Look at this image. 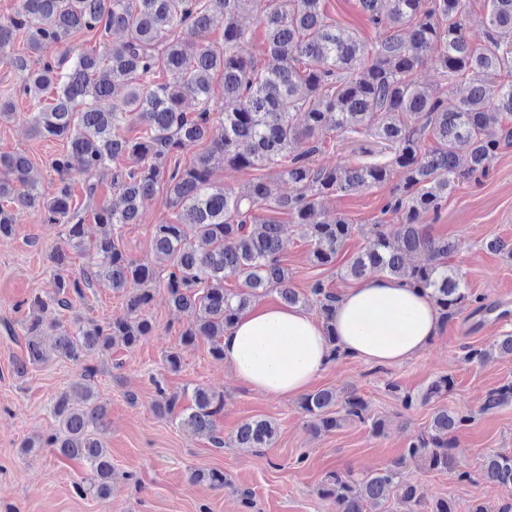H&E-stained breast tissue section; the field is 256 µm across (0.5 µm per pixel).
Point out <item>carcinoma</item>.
Returning <instances> with one entry per match:
<instances>
[{
    "instance_id": "obj_1",
    "label": "carcinoma",
    "mask_w": 512,
    "mask_h": 512,
    "mask_svg": "<svg viewBox=\"0 0 512 512\" xmlns=\"http://www.w3.org/2000/svg\"><path fill=\"white\" fill-rule=\"evenodd\" d=\"M19 0L14 14L0 22V61L21 78L18 94L41 99L50 91V103L30 113L35 135L65 143L51 167L59 176L53 194L44 195L30 178V159L0 154V238L13 235L14 213L7 205L41 210L46 224L66 226L65 247L55 248L50 261L56 274L53 291L34 296L23 332L26 354L14 361L24 375L28 366L45 360L42 337L51 336L57 356L79 364L93 351H106L116 338L134 347L154 331L142 309L153 297L160 279L153 268L131 259L116 243L111 229L138 224L141 207L160 182L169 203L178 209V222L154 226L152 245L172 267L164 286L169 303L186 318L181 343L200 339L210 353L224 358V331L237 314L271 292L285 305H312L321 317L332 345L333 359L342 358L331 334L337 293L322 279L306 292L292 286V272L282 259L281 224L258 218L269 208L287 214L305 229L309 261L332 264L352 233L344 218L318 221L321 199L363 186L383 183L396 174L399 181L383 213L399 221L396 230L374 224L367 244L352 256L346 276L374 275L414 282L430 290L441 319L446 321L465 305L483 308V298L470 293L462 274L450 259L457 241L435 237L420 223L424 214H438L460 180H480L485 161L501 144L512 141V126L498 122L512 115V82L471 83L456 104L436 96L414 79L428 57L437 55L443 73L463 81L471 75L492 76L512 70V0H485L487 28L484 44L471 46L465 32L466 0H360L368 21L378 31L368 45L356 34L332 23L324 0ZM257 12L265 32L262 58L239 53L245 31L238 23L244 11ZM224 17V42L217 46L207 33L214 15ZM181 28L184 33L174 35ZM125 33V40L105 54H91L71 45L80 33ZM26 34L28 51L38 57L11 52L18 33ZM224 88V118L220 138L195 154L188 165L173 158L210 133V92L214 82ZM122 94L112 108L99 102ZM200 108L187 112V98ZM304 115V125L295 122ZM135 122L140 135L131 138L123 128ZM331 133H356L375 139L390 151L387 161L359 166L318 168L312 157ZM425 140L433 146L421 150ZM131 157L132 166L117 160ZM275 168L280 178L299 187L296 195L271 197L258 177L239 192L226 191L212 181L213 168ZM84 176L83 192L93 201L101 180L110 178L119 206L92 210L96 223L107 228L89 245L92 266L82 276L68 274V248H84L82 212L73 207L68 175ZM422 253L425 260L408 256ZM234 277L242 288L224 287ZM104 285L126 295L125 313L106 324L74 322L67 328L62 312L72 296ZM512 352V334L484 348H470L466 359L483 362L494 351ZM96 368L85 366L71 389L53 403L55 425L43 446L84 462L91 477L77 485L82 495L103 499L112 481V459L98 437L107 419V404L93 389ZM454 379L443 375L426 390L403 397L405 405L426 402L449 393ZM156 410L206 436L217 448L225 445L216 429L224 409L223 396L196 388L192 405L178 409V399L156 385ZM512 401V382L489 390L481 410L492 411ZM300 409L314 431H328L346 419L369 422L378 432L382 422L369 418L365 399L356 392L342 399L329 390L301 397ZM473 415L441 408L430 424L392 464L361 478L340 471L329 473L320 494L336 504L338 512H363L367 501L394 496L411 506L408 512H454L446 499L427 506L417 486L401 481L408 462L468 477L458 469L452 434ZM275 426L267 419L242 423L233 442L237 448H263L273 441ZM483 478L512 486V454L493 453L483 464Z\"/></svg>"
}]
</instances>
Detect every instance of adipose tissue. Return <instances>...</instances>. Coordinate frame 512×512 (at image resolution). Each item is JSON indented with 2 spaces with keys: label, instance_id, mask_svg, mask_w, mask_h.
<instances>
[{
  "label": "adipose tissue",
  "instance_id": "ef3b65f1",
  "mask_svg": "<svg viewBox=\"0 0 512 512\" xmlns=\"http://www.w3.org/2000/svg\"><path fill=\"white\" fill-rule=\"evenodd\" d=\"M440 323L428 291L375 276L339 293L328 329L301 306L255 304L225 331L224 362L250 390L291 398L330 368L332 348L366 364L397 365L422 354Z\"/></svg>",
  "mask_w": 512,
  "mask_h": 512
}]
</instances>
